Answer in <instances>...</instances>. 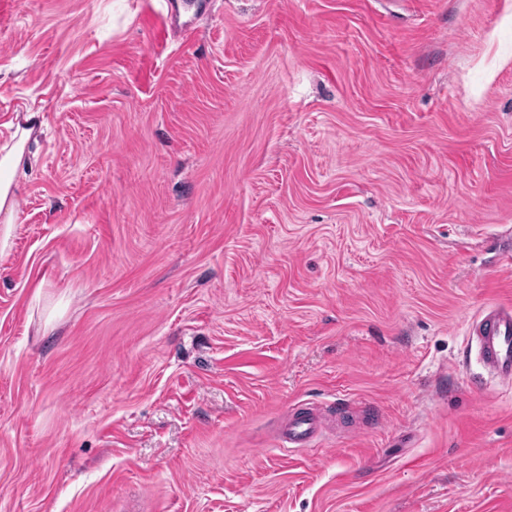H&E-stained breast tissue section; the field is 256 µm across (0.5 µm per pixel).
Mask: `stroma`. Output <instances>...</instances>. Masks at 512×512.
<instances>
[{"label": "stroma", "mask_w": 512, "mask_h": 512, "mask_svg": "<svg viewBox=\"0 0 512 512\" xmlns=\"http://www.w3.org/2000/svg\"><path fill=\"white\" fill-rule=\"evenodd\" d=\"M0 0V512H512V0ZM322 447L279 449L292 405ZM9 122V137L0 145V223H14L15 178L19 171L32 169L27 146L42 131L43 122L38 112H27L19 121ZM470 348L486 372L508 386L512 383V304L484 310L473 321Z\"/></svg>", "instance_id": "1"}]
</instances>
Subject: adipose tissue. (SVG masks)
<instances>
[{"instance_id": "obj_1", "label": "adipose tissue", "mask_w": 512, "mask_h": 512, "mask_svg": "<svg viewBox=\"0 0 512 512\" xmlns=\"http://www.w3.org/2000/svg\"><path fill=\"white\" fill-rule=\"evenodd\" d=\"M39 113H25L22 119L9 122L10 134L0 143V223H13L15 218V178L29 168L27 146L42 130Z\"/></svg>"}]
</instances>
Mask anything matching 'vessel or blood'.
I'll use <instances>...</instances> for the list:
<instances>
[{
  "mask_svg": "<svg viewBox=\"0 0 512 512\" xmlns=\"http://www.w3.org/2000/svg\"><path fill=\"white\" fill-rule=\"evenodd\" d=\"M470 340L486 372L503 384L512 383V304H499L484 310L473 321ZM325 433L321 410L299 405L289 408L278 427L283 448H311Z\"/></svg>",
  "mask_w": 512,
  "mask_h": 512,
  "instance_id": "b4317fda",
  "label": "vessel or blood"
}]
</instances>
